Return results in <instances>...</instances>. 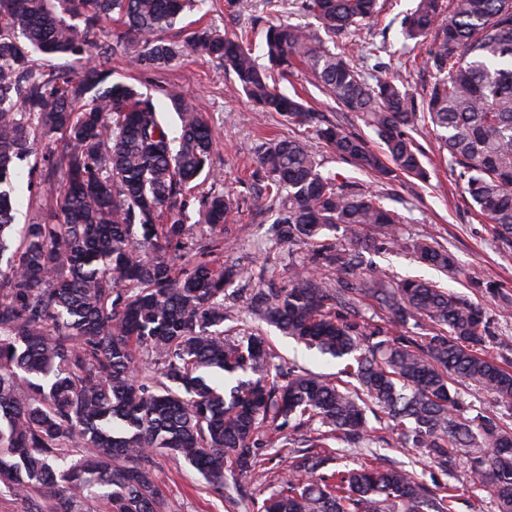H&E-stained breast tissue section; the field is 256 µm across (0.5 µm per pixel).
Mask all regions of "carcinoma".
Here are the masks:
<instances>
[{
    "mask_svg": "<svg viewBox=\"0 0 512 512\" xmlns=\"http://www.w3.org/2000/svg\"><path fill=\"white\" fill-rule=\"evenodd\" d=\"M205 2L0 0V498L23 512H167L155 464L171 455L229 503L264 472L259 512H457L461 476L493 512H512V367L486 353L483 309L433 281L396 280L367 255L408 250L452 277L464 274L458 257L404 238L396 211L324 173L303 140L257 153L277 204L272 235L307 249L288 287L257 289L246 315L344 367L334 378L285 370L262 335L224 328L241 272L214 264L223 236L186 232L195 202L197 223L233 221L223 187L195 202L189 192L212 175L214 130L179 87L162 86L181 122L173 150L154 96L111 80L128 55L172 66L182 49L166 32ZM261 4L266 64L248 34L207 24L187 48L234 74L256 111L309 128L387 182L428 180L413 133L431 124L471 208L512 245V0H415L400 25L403 47L424 50L421 94L389 75L386 46L361 38L378 0ZM295 10L314 22L280 20ZM345 32L346 51L326 46ZM36 54L70 65L45 69ZM298 65L374 129L381 151L281 92L275 76ZM24 161L31 178L63 185L18 229L12 178ZM389 432L448 480L430 485L379 455ZM266 447L288 475L263 469ZM344 450L362 461L342 463Z\"/></svg>",
    "mask_w": 512,
    "mask_h": 512,
    "instance_id": "carcinoma-1",
    "label": "carcinoma"
}]
</instances>
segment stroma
I'll list each match as a JSON object with an SVG mask.
<instances>
[{"instance_id": "35a3bbf8", "label": "stroma", "mask_w": 512, "mask_h": 512, "mask_svg": "<svg viewBox=\"0 0 512 512\" xmlns=\"http://www.w3.org/2000/svg\"><path fill=\"white\" fill-rule=\"evenodd\" d=\"M203 22L220 28L229 36L250 30L254 45L262 43L260 26L250 17L230 14L224 0H206L202 9L185 13L170 36L183 41ZM116 78L148 94L154 93L160 85H176L192 97L198 109L209 118L217 136L212 164L215 177L199 181L192 193L197 197L204 195L218 182L235 198L238 220L224 230L223 260L236 263L243 272L238 283L237 307L245 306L254 289L269 285L287 287L291 264L300 259L303 251L269 241L271 206L262 182L253 173L254 159L264 139L277 136L307 140L311 137L308 129L290 126L275 114L255 113L234 76L224 73L207 58L185 56L176 66L159 71L143 69L127 58L118 68ZM279 86L288 96L305 99L326 118L344 119L370 146L379 147L375 131L355 116L342 114L335 99L317 87L305 70L280 79ZM416 138L427 156L425 165L430 178L424 183L409 177L390 184L379 183L324 148H317L316 153L325 170L355 178L362 188L382 195L385 205L403 217L405 235L431 236L456 253L480 279L481 285L476 288L450 279L418 262L406 251L374 255L377 269L397 278L433 279L484 307L493 333L489 354L496 360L512 362V308L502 307L504 298H512V247L498 242L489 224L474 216L462 189L439 156L431 128L420 129ZM265 338L279 361L292 362L300 370L313 374L333 376L338 371L335 361L296 344L275 328H267ZM156 470L164 485L170 512H227L223 502L207 492L198 474L186 464L161 457Z\"/></svg>"}]
</instances>
